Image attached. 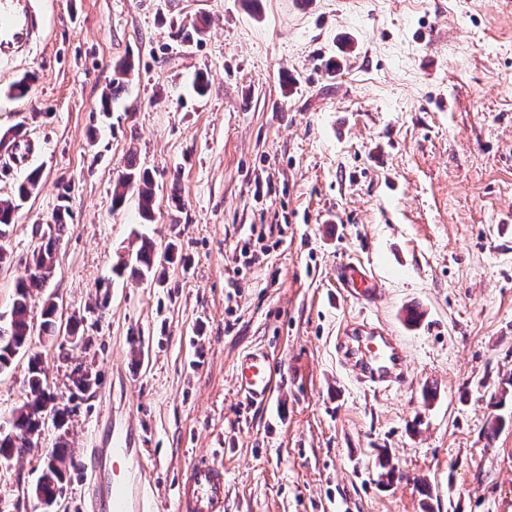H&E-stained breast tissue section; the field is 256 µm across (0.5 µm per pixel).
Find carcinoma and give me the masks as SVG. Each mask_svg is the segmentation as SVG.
Wrapping results in <instances>:
<instances>
[{
  "instance_id": "obj_1",
  "label": "carcinoma",
  "mask_w": 512,
  "mask_h": 512,
  "mask_svg": "<svg viewBox=\"0 0 512 512\" xmlns=\"http://www.w3.org/2000/svg\"><path fill=\"white\" fill-rule=\"evenodd\" d=\"M130 69L131 64L124 63L115 70L116 78L112 80V88L102 98L103 108H109L111 102L120 96L124 90V77ZM39 178L38 171H31L18 183L15 189V200L0 201V263L5 258L4 242L10 235L14 224V214L18 208L15 201L27 199L36 190ZM128 188L137 189L141 214L145 220H152L154 197L151 179L148 172L138 166L133 154L127 159L123 171L116 180L113 189V205H121ZM65 213H67L65 209L58 210L53 223L46 225L41 236L42 243L39 250L33 254V269L28 272L26 278L15 284L11 319L7 325L0 326V370L9 367L14 356L27 345L29 337L27 310L33 300V291L43 288L49 278L54 276L57 248L61 238L69 229V225L64 221ZM173 259V248L169 247L160 253L156 249L154 241L144 236L135 253L128 256V259L119 261L112 268V272L117 276L127 272L138 280H148L152 277L158 263L164 260L171 262ZM55 315L56 303L49 295L43 304V331L49 337L54 336ZM70 378L76 389L72 395V399L75 400L88 390V377L84 364L74 365L70 371ZM26 384L29 389L26 401L10 411L8 432H0V458H20L30 452V448L23 443L14 441V437L37 430L35 415L47 399L48 380L37 355L28 359ZM65 436L64 432L57 436L56 448L49 454L51 461L44 463L41 476L35 491H33L37 499L42 497L48 501L59 496L63 490L68 470L75 467L74 461L67 460Z\"/></svg>"
}]
</instances>
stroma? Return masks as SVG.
Instances as JSON below:
<instances>
[{
	"mask_svg": "<svg viewBox=\"0 0 512 512\" xmlns=\"http://www.w3.org/2000/svg\"><path fill=\"white\" fill-rule=\"evenodd\" d=\"M45 35L0 71V201L31 170L0 264V315L59 205L70 228L31 301L27 353L0 371V419L39 355L59 402L68 374L100 377L68 423L56 512H97L92 449L112 434L149 474L142 512H177L196 459L224 467L225 512H512V10L500 0H39ZM205 24L203 35L194 27ZM127 88L103 109L114 69ZM208 79L197 93V74ZM33 76L28 95L11 86ZM147 168L113 207L128 154ZM175 262L112 272L137 233ZM361 263L372 295L336 274ZM85 317L88 348L41 331ZM104 311H95L101 299ZM399 336L407 377L360 383L338 338L362 322ZM265 352L272 396L235 384ZM495 438L486 432L495 419ZM56 430L0 462V512H37L32 490ZM406 473L383 485L380 452ZM126 188L137 189L141 214L146 221H151L154 210L151 179L148 172L141 170L138 166L135 154L130 155L123 171L118 175L113 189V205H121L125 198Z\"/></svg>",
	"mask_w": 512,
	"mask_h": 512,
	"instance_id": "1",
	"label": "stroma"
}]
</instances>
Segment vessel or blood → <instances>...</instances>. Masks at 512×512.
Segmentation results:
<instances>
[{
  "instance_id": "obj_1",
  "label": "vessel or blood",
  "mask_w": 512,
  "mask_h": 512,
  "mask_svg": "<svg viewBox=\"0 0 512 512\" xmlns=\"http://www.w3.org/2000/svg\"><path fill=\"white\" fill-rule=\"evenodd\" d=\"M44 18L38 0H0V68L26 54L40 39ZM345 353L356 372L373 385L393 386L405 373L402 344L383 329L362 323L343 338ZM274 377L265 353L241 357L235 367L239 391L253 402L267 401ZM94 471L106 495L103 512H136V477L110 478L104 458H97ZM177 512H224V468L206 459L192 463L176 487Z\"/></svg>"
}]
</instances>
